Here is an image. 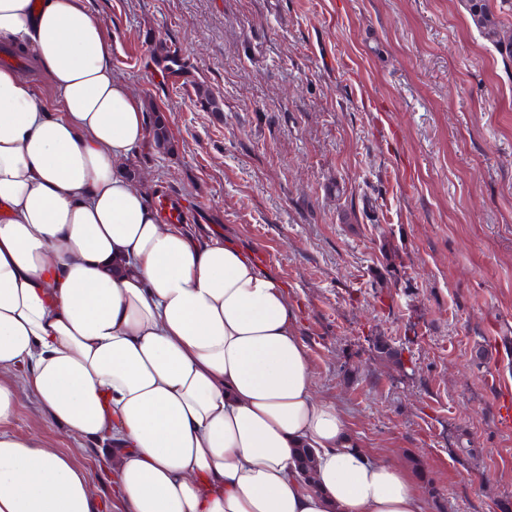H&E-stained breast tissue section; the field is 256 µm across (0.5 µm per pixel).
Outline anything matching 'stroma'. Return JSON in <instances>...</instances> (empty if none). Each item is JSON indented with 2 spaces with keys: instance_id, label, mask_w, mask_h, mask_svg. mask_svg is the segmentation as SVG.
Instances as JSON below:
<instances>
[{
  "instance_id": "1",
  "label": "stroma",
  "mask_w": 512,
  "mask_h": 512,
  "mask_svg": "<svg viewBox=\"0 0 512 512\" xmlns=\"http://www.w3.org/2000/svg\"><path fill=\"white\" fill-rule=\"evenodd\" d=\"M85 5L114 78L168 120L171 150L130 159L141 188L283 283L360 449L403 464L427 512H512V60L463 0ZM173 48L185 73L160 64ZM11 429L79 449L113 512L93 442L26 397Z\"/></svg>"
}]
</instances>
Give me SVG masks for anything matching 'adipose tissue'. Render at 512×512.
Returning a JSON list of instances; mask_svg holds the SVG:
<instances>
[{
	"instance_id": "adipose-tissue-1",
	"label": "adipose tissue",
	"mask_w": 512,
	"mask_h": 512,
	"mask_svg": "<svg viewBox=\"0 0 512 512\" xmlns=\"http://www.w3.org/2000/svg\"><path fill=\"white\" fill-rule=\"evenodd\" d=\"M1 43L49 95L0 66V512L103 508L73 452L9 430L24 395L97 444L117 512H426L317 397L283 283L121 174L147 119L84 0H0Z\"/></svg>"
}]
</instances>
